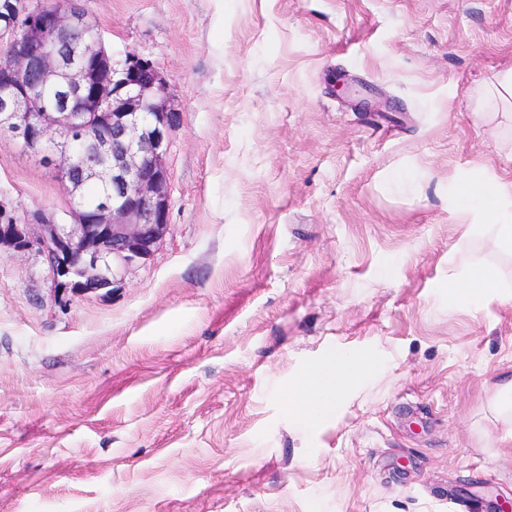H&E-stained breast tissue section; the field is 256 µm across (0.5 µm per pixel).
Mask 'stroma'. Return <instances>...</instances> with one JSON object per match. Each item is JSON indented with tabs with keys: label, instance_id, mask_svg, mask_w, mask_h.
Returning a JSON list of instances; mask_svg holds the SVG:
<instances>
[{
	"label": "stroma",
	"instance_id": "obj_1",
	"mask_svg": "<svg viewBox=\"0 0 512 512\" xmlns=\"http://www.w3.org/2000/svg\"><path fill=\"white\" fill-rule=\"evenodd\" d=\"M162 70L169 230L54 296L0 255V512H493L512 497V250L448 209L503 176L512 0H78ZM354 89L336 95L337 82ZM0 204L70 223L52 168L0 137ZM497 285L462 299L459 264ZM339 356L331 413L288 408ZM503 106H512V70L504 72L496 78L495 83L488 86L482 93ZM493 400L503 421L512 426V376L496 384Z\"/></svg>",
	"mask_w": 512,
	"mask_h": 512
}]
</instances>
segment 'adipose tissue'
<instances>
[{
	"instance_id": "obj_1",
	"label": "adipose tissue",
	"mask_w": 512,
	"mask_h": 512,
	"mask_svg": "<svg viewBox=\"0 0 512 512\" xmlns=\"http://www.w3.org/2000/svg\"><path fill=\"white\" fill-rule=\"evenodd\" d=\"M452 213L471 217L483 232L496 240L512 244V180L497 178L490 182H474L465 178L454 183ZM361 364L335 361L319 368L289 404L301 418L314 422L323 417L349 380L364 372Z\"/></svg>"
}]
</instances>
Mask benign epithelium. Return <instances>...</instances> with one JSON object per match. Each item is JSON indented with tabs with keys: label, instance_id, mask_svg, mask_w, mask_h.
I'll list each match as a JSON object with an SVG mask.
<instances>
[{
	"label": "benign epithelium",
	"instance_id": "benign-epithelium-1",
	"mask_svg": "<svg viewBox=\"0 0 512 512\" xmlns=\"http://www.w3.org/2000/svg\"><path fill=\"white\" fill-rule=\"evenodd\" d=\"M75 0H15L0 17L8 37L0 62V136L26 152L56 155L71 197L70 224L41 213L19 222L0 207V249L41 259L56 292L112 287L149 260L169 224L168 134L176 121L160 69L135 53L114 61ZM46 89L57 91L52 103ZM107 190L94 206L86 186Z\"/></svg>",
	"mask_w": 512,
	"mask_h": 512
}]
</instances>
